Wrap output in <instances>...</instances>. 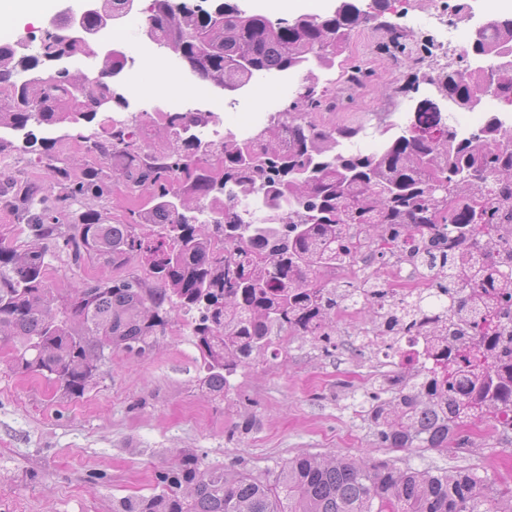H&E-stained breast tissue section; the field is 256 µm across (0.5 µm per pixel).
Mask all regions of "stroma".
<instances>
[{
	"label": "stroma",
	"mask_w": 512,
	"mask_h": 512,
	"mask_svg": "<svg viewBox=\"0 0 512 512\" xmlns=\"http://www.w3.org/2000/svg\"><path fill=\"white\" fill-rule=\"evenodd\" d=\"M149 4L136 0L132 17L114 23L127 34L122 50L142 65L149 41L141 17ZM447 6L448 0H400L382 20L357 30L344 58L370 73L359 94L342 93L340 68H315L319 85L338 91L335 110L320 114V121L365 131L401 122L406 98L394 89L408 70L396 67L376 46L386 36L385 24L404 25V12L429 16ZM301 81L298 75L275 81L260 74L247 93H227L207 82L202 95L186 100L185 109L216 112L224 127L241 133L245 112L255 113L256 127L266 126L270 113L287 107ZM53 135L73 176L95 167L111 177V159L84 153L72 128L57 127ZM12 142L0 152V174L44 183L47 172L23 137L13 136ZM146 203L145 196L115 183L105 200L76 204L59 227L60 238L47 243L50 287L61 290L89 278H147L148 265L141 259L114 268L74 266L61 240L87 209H104L121 221ZM336 328L337 348L330 355L309 340L281 337L273 352L238 370L223 400L201 388L200 356L178 310L152 352L133 362L112 354L79 398L65 395L45 377L15 372L11 346L0 343V512H112L121 498L156 493L155 471L188 450L205 463L260 477L279 472L300 453H340L387 459L401 469L471 467L512 485V440L489 421L464 427V448L445 454L378 447L362 410L366 375L383 370L384 363L371 350L356 353L344 323ZM247 417L254 421L252 430L234 434Z\"/></svg>",
	"instance_id": "35a3bbf8"
}]
</instances>
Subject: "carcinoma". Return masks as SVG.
Listing matches in <instances>:
<instances>
[{"label": "carcinoma", "instance_id": "obj_1", "mask_svg": "<svg viewBox=\"0 0 512 512\" xmlns=\"http://www.w3.org/2000/svg\"><path fill=\"white\" fill-rule=\"evenodd\" d=\"M134 2L97 0L78 17L61 12L35 55L19 54L20 41L0 42V129L30 139L34 124H89L107 109L126 110L115 89L122 51H108L105 68L84 85L53 60L95 54L97 35L131 13ZM390 7L391 0H373L367 12L358 0H337L323 15L273 22L234 0H212L209 9L152 0L145 33L172 48L197 79L236 93L256 74H296L313 61L333 68L353 33ZM491 18L465 47L462 65L436 74L422 68L431 45L416 48L402 29L386 26L388 40L377 50L415 70L401 92L430 82L438 95L417 100L409 120L383 130L372 152L341 149L360 129L318 122L317 114L336 103L308 79L267 127L246 138L227 131L217 146L193 132L213 121L212 112L162 113L171 146L159 152L137 139L133 127L144 124L137 116L113 123L104 140L78 134L87 152L120 159L112 178L149 201L116 223L88 209L63 236V248L77 264L144 259L152 283L100 278L56 295L46 281L47 248L19 253L0 239V341L12 346L14 369L81 396L108 354L133 359L151 352L177 308L192 314L200 383L223 400L238 369L279 336L310 338L326 352L336 347V309L349 290L384 294L386 254L371 251L372 244L388 234L416 237L412 263L449 295L448 332L432 323L422 332L440 366L392 363L364 420L377 444L394 451L459 448L457 428L488 415L499 432H511L512 229L468 257L459 248L479 225L498 223L492 206L475 205L483 188L493 182L512 195V129L488 112L477 132L460 138L442 111L446 102L476 108L490 86L492 96L512 105V67L497 66L500 54L512 51V14ZM76 26L84 37L66 39ZM42 144L38 161L49 186L17 190L23 220L39 239L53 235L74 204L109 193L97 173L73 178L54 139ZM146 224L160 228L155 237L137 232ZM360 262L374 265L373 273L336 281V269ZM424 307L422 297L403 303L393 321ZM155 479L159 492L122 498L112 512H512V486L475 468L401 470L341 455H299L261 478L188 452Z\"/></svg>", "mask_w": 512, "mask_h": 512}]
</instances>
